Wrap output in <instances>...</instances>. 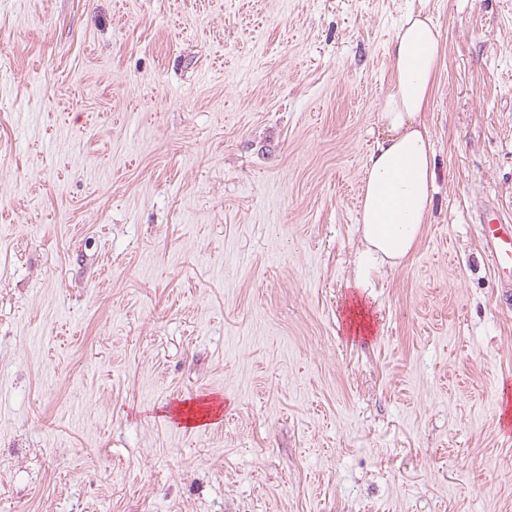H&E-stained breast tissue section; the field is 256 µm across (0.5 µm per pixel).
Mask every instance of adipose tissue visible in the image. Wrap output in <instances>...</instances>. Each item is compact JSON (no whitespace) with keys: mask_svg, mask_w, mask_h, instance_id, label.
<instances>
[{"mask_svg":"<svg viewBox=\"0 0 512 512\" xmlns=\"http://www.w3.org/2000/svg\"><path fill=\"white\" fill-rule=\"evenodd\" d=\"M443 52L425 0L410 8L390 44L393 84L382 101L380 131L365 167L358 222L363 250L355 287L374 269L400 265L428 220L435 153L425 122Z\"/></svg>","mask_w":512,"mask_h":512,"instance_id":"1","label":"adipose tissue"}]
</instances>
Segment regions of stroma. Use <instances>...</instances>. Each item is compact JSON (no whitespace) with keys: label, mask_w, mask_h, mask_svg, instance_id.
Listing matches in <instances>:
<instances>
[{"label":"stroma","mask_w":512,"mask_h":512,"mask_svg":"<svg viewBox=\"0 0 512 512\" xmlns=\"http://www.w3.org/2000/svg\"><path fill=\"white\" fill-rule=\"evenodd\" d=\"M416 3L0 0V512H512L479 224L512 214V0H428L432 209L349 331Z\"/></svg>","instance_id":"stroma-1"}]
</instances>
